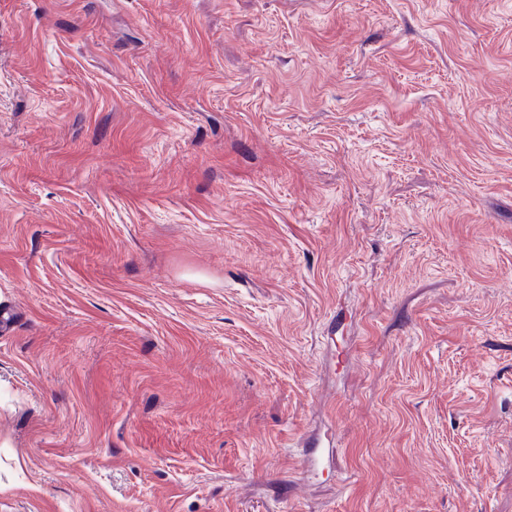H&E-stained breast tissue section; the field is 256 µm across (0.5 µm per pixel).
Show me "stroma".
Listing matches in <instances>:
<instances>
[{
  "mask_svg": "<svg viewBox=\"0 0 512 512\" xmlns=\"http://www.w3.org/2000/svg\"><path fill=\"white\" fill-rule=\"evenodd\" d=\"M0 512H512V0H0Z\"/></svg>",
  "mask_w": 512,
  "mask_h": 512,
  "instance_id": "stroma-1",
  "label": "stroma"
}]
</instances>
